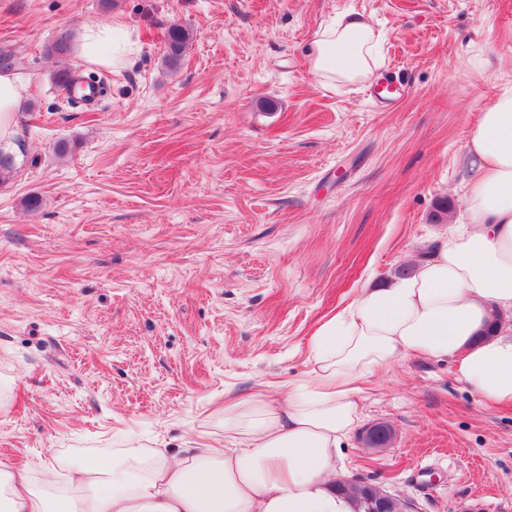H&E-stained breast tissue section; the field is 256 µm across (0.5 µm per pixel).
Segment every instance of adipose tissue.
<instances>
[{"label": "adipose tissue", "mask_w": 512, "mask_h": 512, "mask_svg": "<svg viewBox=\"0 0 512 512\" xmlns=\"http://www.w3.org/2000/svg\"><path fill=\"white\" fill-rule=\"evenodd\" d=\"M136 43L117 22L82 27L84 64L115 71ZM380 65L368 16L346 12L316 35L309 72L325 86L363 84ZM28 85L0 71V146L13 147ZM469 227L441 241L413 273L362 289L313 334L310 369L280 395L263 384L224 401L233 445L69 465L66 488L0 465V512H354L336 489L342 440L359 419L360 382L411 355L452 358L483 402L512 406V327L484 330L512 312V81L480 112L467 144Z\"/></svg>", "instance_id": "1"}]
</instances>
